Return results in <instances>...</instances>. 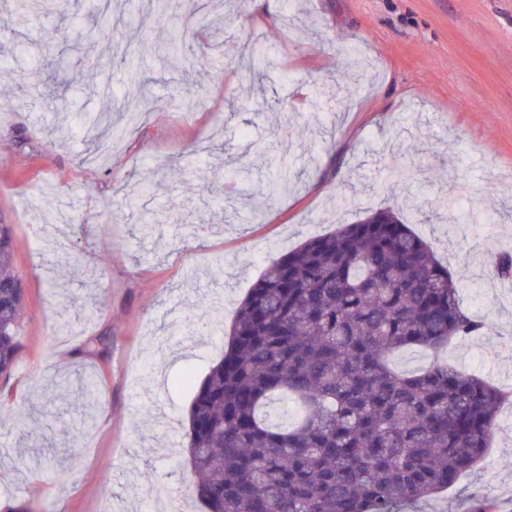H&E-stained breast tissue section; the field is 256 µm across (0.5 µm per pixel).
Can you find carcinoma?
Instances as JSON below:
<instances>
[{
    "label": "carcinoma",
    "instance_id": "obj_1",
    "mask_svg": "<svg viewBox=\"0 0 512 512\" xmlns=\"http://www.w3.org/2000/svg\"><path fill=\"white\" fill-rule=\"evenodd\" d=\"M188 34L169 54L193 67L205 52ZM295 172V157L279 155L268 194ZM25 305L0 224L1 376L22 350ZM484 328L448 267L391 210L270 259L188 408L189 497L205 512H402L448 490L484 458L512 395L446 363L399 371L391 357ZM275 399L300 408L296 421H267Z\"/></svg>",
    "mask_w": 512,
    "mask_h": 512
}]
</instances>
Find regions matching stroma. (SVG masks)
I'll return each instance as SVG.
<instances>
[{"mask_svg":"<svg viewBox=\"0 0 512 512\" xmlns=\"http://www.w3.org/2000/svg\"><path fill=\"white\" fill-rule=\"evenodd\" d=\"M112 4L89 16L68 0L77 31L51 11L0 28V55L23 43L9 65L31 85L59 66L77 76L56 102L0 80V224L27 294L23 349L0 376V512H162L149 490L184 491L181 421L266 261L378 208L407 218L488 325L449 363L512 389V278L490 275L512 253V0H248L245 20L237 0H180L215 59L202 71L160 64L165 30L139 24L148 0ZM104 22L124 58L97 45ZM129 68L148 79L144 119L103 161L60 131L127 95ZM289 142L301 174L269 196ZM140 182L152 193L124 211ZM438 197L484 223L417 215ZM204 293L223 321L195 331ZM90 341L98 355L78 357ZM64 375L93 378L88 425L52 399ZM478 498L512 512V405L481 465L409 512Z\"/></svg>","mask_w":512,"mask_h":512,"instance_id":"stroma-1","label":"stroma"}]
</instances>
